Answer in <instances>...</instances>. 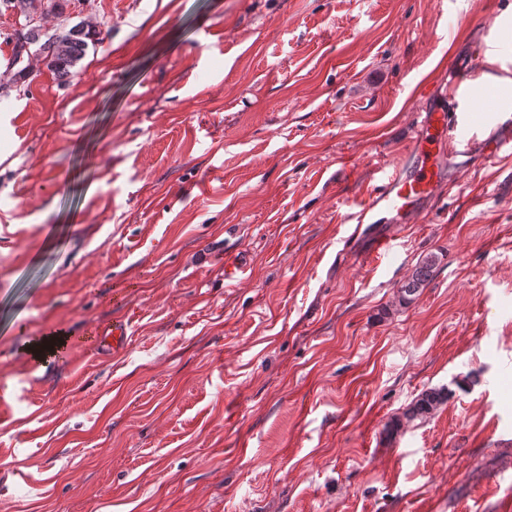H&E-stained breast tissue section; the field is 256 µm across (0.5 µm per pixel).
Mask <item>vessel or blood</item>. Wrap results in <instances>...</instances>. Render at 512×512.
<instances>
[{
  "label": "vessel or blood",
  "instance_id": "obj_1",
  "mask_svg": "<svg viewBox=\"0 0 512 512\" xmlns=\"http://www.w3.org/2000/svg\"><path fill=\"white\" fill-rule=\"evenodd\" d=\"M479 62L476 55L453 58L456 77L447 97L421 86L419 97L425 112L413 142L401 162L377 169L364 204L350 216L355 234L368 241L363 252L366 261H378L392 248L390 237L379 232V225L409 223L452 183L454 171L475 150L490 159L512 158V113L508 110L487 113L482 130L466 136L461 133L469 123V82Z\"/></svg>",
  "mask_w": 512,
  "mask_h": 512
}]
</instances>
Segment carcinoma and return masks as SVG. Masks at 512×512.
Listing matches in <instances>:
<instances>
[{"label":"carcinoma","instance_id":"1","mask_svg":"<svg viewBox=\"0 0 512 512\" xmlns=\"http://www.w3.org/2000/svg\"><path fill=\"white\" fill-rule=\"evenodd\" d=\"M29 19L41 17L56 8L59 0H7ZM102 33L96 30L75 26L65 34H52L46 37L41 34V26L34 25L27 32L15 38L14 62L18 63L30 54V47L37 46L36 53L43 57L47 65L54 68L58 76L65 78L70 68L75 66L85 55L88 42H103ZM440 262L435 253L423 257L415 266L411 276L400 289V300L404 304L411 303L427 286L433 270ZM447 399V393L441 389H430L421 393L411 406L403 413V418H396L391 426L397 430L402 422L424 421L430 417Z\"/></svg>","mask_w":512,"mask_h":512}]
</instances>
